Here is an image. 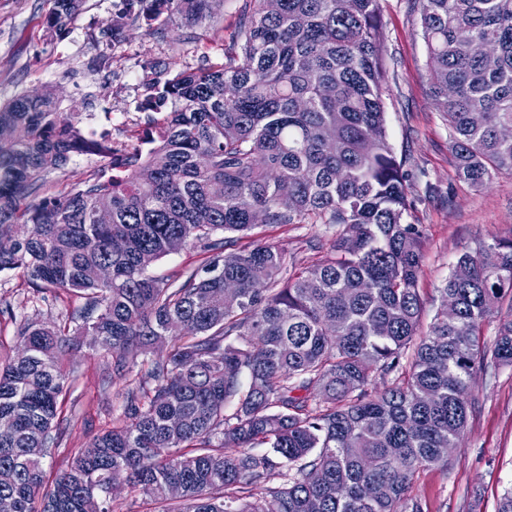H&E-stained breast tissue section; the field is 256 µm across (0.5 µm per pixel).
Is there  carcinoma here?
<instances>
[{
    "label": "carcinoma",
    "mask_w": 512,
    "mask_h": 512,
    "mask_svg": "<svg viewBox=\"0 0 512 512\" xmlns=\"http://www.w3.org/2000/svg\"><path fill=\"white\" fill-rule=\"evenodd\" d=\"M217 0H124L105 33L142 20L200 26ZM82 0H53L61 36ZM433 101L448 121L459 178L475 187L512 173V0H420ZM493 41L494 59L457 39ZM234 53L153 85L145 108L167 115L146 151L112 175L29 200L76 152L101 149L59 111L51 90L0 108V273L36 290L81 294L82 335L146 361L130 409L45 487L73 338L26 321L0 366V498L16 512H111L119 477L159 512H424L418 474L447 460L473 377L512 366V308L492 349L483 325L512 294V238L463 252L422 329L424 228L409 224L408 173L388 140L380 0H244ZM111 220L97 218L102 202ZM266 225L327 229L326 254L304 266L251 237ZM204 240L203 264L172 280L159 258ZM288 283L280 287L283 274ZM240 301H224V281ZM457 308L448 316V296ZM391 378L372 394L377 379ZM231 413H226L228 406ZM266 454L248 451L253 445ZM174 502L176 506L167 507Z\"/></svg>",
    "instance_id": "cac0c4a2"
}]
</instances>
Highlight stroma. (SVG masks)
Returning a JSON list of instances; mask_svg holds the SVG:
<instances>
[{
	"label": "stroma",
	"instance_id": "1",
	"mask_svg": "<svg viewBox=\"0 0 512 512\" xmlns=\"http://www.w3.org/2000/svg\"><path fill=\"white\" fill-rule=\"evenodd\" d=\"M242 4L224 0L206 26L176 20L155 31L132 22L105 36L101 30L117 12V0H84L68 31L51 37L46 19L52 0H0V106L50 87L61 111L78 116L83 126L104 124L110 112L131 113L148 125L152 114L143 104L151 82L224 61ZM381 22L388 47L383 98L389 142L410 174L413 205L406 220L426 229L418 281L426 325L458 254L512 234V173L499 174L482 188L458 179L448 123L430 95L418 0H381ZM110 171L109 159L75 155L49 175L41 193H65ZM255 234L299 262L311 260L313 245L326 240L324 225L310 223L261 225ZM205 257L202 244H190L155 261L148 272L172 278L197 268ZM83 304V298L62 290L36 292L20 272L0 273V360L19 348L17 330L24 321L59 327ZM68 367L62 435L44 466L50 479L127 410L126 387L113 381L112 357L105 350L81 346ZM471 393L467 427L447 467L420 473L412 486L427 512H498L504 491L512 487V367L487 366L473 379Z\"/></svg>",
	"mask_w": 512,
	"mask_h": 512
}]
</instances>
